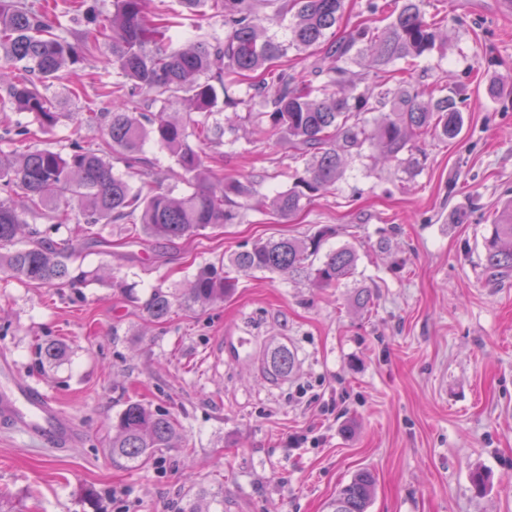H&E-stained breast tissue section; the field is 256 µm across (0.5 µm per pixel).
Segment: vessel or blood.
<instances>
[{
    "instance_id": "obj_1",
    "label": "vessel or blood",
    "mask_w": 512,
    "mask_h": 512,
    "mask_svg": "<svg viewBox=\"0 0 512 512\" xmlns=\"http://www.w3.org/2000/svg\"><path fill=\"white\" fill-rule=\"evenodd\" d=\"M0 426L53 450L72 447L82 437L81 430L48 394L18 378L5 361L0 363Z\"/></svg>"
}]
</instances>
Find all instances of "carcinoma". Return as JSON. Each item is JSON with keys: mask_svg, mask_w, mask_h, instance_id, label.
<instances>
[{"mask_svg": "<svg viewBox=\"0 0 512 512\" xmlns=\"http://www.w3.org/2000/svg\"><path fill=\"white\" fill-rule=\"evenodd\" d=\"M148 0H113L112 15L98 19L96 0H80L88 26L76 32L75 42L54 33L47 13L22 0H0V85L17 114H31L43 133L60 119L53 101L40 87L61 79L81 52L109 40L112 65L124 81L112 88L110 112H82L79 122L103 126L111 141L112 159L101 148L76 141L64 156L50 148L28 149L0 156V185L21 191L26 209L44 213L50 227L77 220L84 239L102 242L107 224H129L148 240L173 243L197 231L222 228L240 219L239 199L253 193V184L237 178L220 180L206 165V149L221 144L224 128L216 115L224 108L250 106L262 99L263 112L248 118L266 123V133L288 140L295 161L305 162L292 185L277 191L271 210L290 217L312 197L333 188L345 162L367 149L379 151L387 162L402 163L412 151L411 138L431 132L454 139L462 128L461 109L451 95L422 100L425 90L413 83L422 59L437 46L441 22L428 20L423 0H404L381 30L355 27L336 36L342 0H277L274 14H260L259 0H177L179 9L151 12ZM208 6L221 18L222 32H205L197 25L174 43L172 30L181 19ZM295 18L288 42L267 34L287 15ZM376 46L377 65L384 67L372 86L353 77L350 64L362 57V45ZM315 48L308 76L299 77L277 64L288 51ZM397 62L402 66L387 70ZM256 75L245 98L228 89ZM322 81L328 96H314V81ZM187 95L191 114L183 120L165 116L171 97ZM391 106L373 118L369 112ZM148 139L160 142L175 167L163 170L143 155ZM125 164L135 181L113 172L112 161ZM175 180L190 191L176 194L165 186ZM322 230L303 239L280 237L258 240L235 253L228 265H205L194 275L188 295L209 304L224 300L237 287L236 272L307 273L324 287L351 277L358 255L341 247L318 259ZM80 247L56 243L48 233L27 223L9 198L0 199V272L36 287L81 284L86 275L78 261ZM484 269L493 280L512 275V199L501 209L484 239ZM174 294L155 288L145 304L148 317L166 320ZM294 352L286 345L271 351L267 371L286 377L295 367ZM177 421L169 413L141 401H128L112 428L111 455L135 462L149 453L174 447ZM376 478L361 470L343 485L329 503L330 512H368Z\"/></svg>", "mask_w": 512, "mask_h": 512, "instance_id": "1", "label": "carcinoma"}]
</instances>
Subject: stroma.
I'll return each instance as SVG.
<instances>
[{"label":"stroma","instance_id":"stroma-1","mask_svg":"<svg viewBox=\"0 0 512 512\" xmlns=\"http://www.w3.org/2000/svg\"><path fill=\"white\" fill-rule=\"evenodd\" d=\"M423 10L447 23L417 78L451 85L463 126L453 140L416 137L418 166L352 160L335 187L282 219L269 199L297 164L283 141L245 121V108H228L239 140L213 149L210 168L265 177L239 223L174 245L108 225L111 254L89 249V278L74 288L0 273V357L83 431L54 451L0 428V492L17 512H327L362 469L377 482L368 512H512V277L490 280L483 248L512 198V0H424ZM119 80L100 43L47 85L61 113L52 133L24 115L31 138L0 136V154L105 146L103 127L70 115L111 111ZM324 227L334 231L325 250L358 254L340 285L243 273L224 301L184 299L199 267L260 237ZM120 279L135 283L136 301ZM159 286L176 299L156 325L144 304ZM50 342L66 346L60 362L42 356ZM281 344L296 368L276 379L264 362ZM130 400L169 412L177 447L112 459V425ZM478 471L488 476L480 490Z\"/></svg>","mask_w":512,"mask_h":512}]
</instances>
